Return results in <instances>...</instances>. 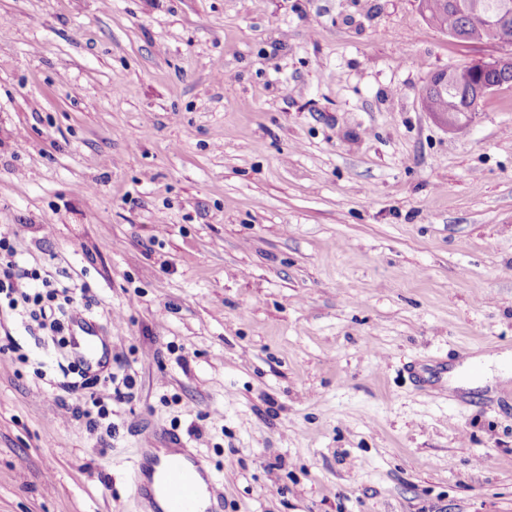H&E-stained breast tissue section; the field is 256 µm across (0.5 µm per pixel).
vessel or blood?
Listing matches in <instances>:
<instances>
[{
	"instance_id": "1",
	"label": "vessel or blood",
	"mask_w": 512,
	"mask_h": 512,
	"mask_svg": "<svg viewBox=\"0 0 512 512\" xmlns=\"http://www.w3.org/2000/svg\"><path fill=\"white\" fill-rule=\"evenodd\" d=\"M85 337L78 358L88 367H102L110 353V343L95 324H82ZM134 489L151 512H216L221 493L200 461L176 453L165 458H149L133 469ZM208 507H201V500Z\"/></svg>"
}]
</instances>
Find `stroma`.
Masks as SVG:
<instances>
[{"instance_id":"35a3bbf8","label":"stroma","mask_w":512,"mask_h":512,"mask_svg":"<svg viewBox=\"0 0 512 512\" xmlns=\"http://www.w3.org/2000/svg\"><path fill=\"white\" fill-rule=\"evenodd\" d=\"M464 44L418 0H0V230L83 288L110 371L0 311V512H146L144 448L198 454L224 512H512V89L466 128ZM428 90V102L427 106L430 111L426 108V112H428L436 122L439 124L448 127V130H452L455 123V116L452 110H448V99L456 98V100L461 99V103L464 106L463 112H476L480 102L483 100L479 99L476 103L474 101L467 102L465 99V92H460L458 89L448 86L447 92H443V96L439 93L433 94L432 90L429 88V83L427 86ZM448 110V113H437V112H445ZM508 360V352L471 356L462 365L448 370V384L467 388L478 385L482 386L488 382L496 383L490 370L491 366L495 365L497 368L502 369L508 363ZM468 370L473 372V374L466 377L465 374Z\"/></svg>"}]
</instances>
